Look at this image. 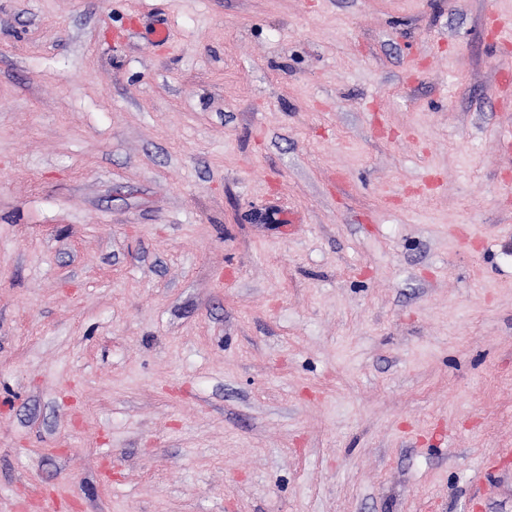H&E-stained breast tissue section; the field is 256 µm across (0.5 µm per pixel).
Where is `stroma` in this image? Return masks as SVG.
<instances>
[{
  "label": "stroma",
  "mask_w": 512,
  "mask_h": 512,
  "mask_svg": "<svg viewBox=\"0 0 512 512\" xmlns=\"http://www.w3.org/2000/svg\"><path fill=\"white\" fill-rule=\"evenodd\" d=\"M493 9L0 0V512H512Z\"/></svg>",
  "instance_id": "1"
}]
</instances>
